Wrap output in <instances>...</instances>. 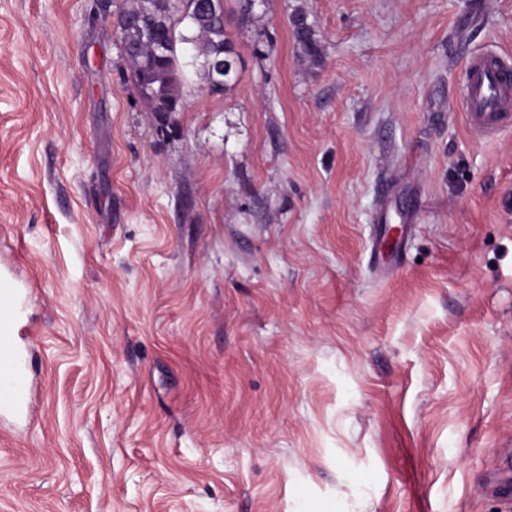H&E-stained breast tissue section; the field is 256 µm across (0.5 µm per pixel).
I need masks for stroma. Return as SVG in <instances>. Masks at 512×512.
I'll return each instance as SVG.
<instances>
[{
    "instance_id": "stroma-1",
    "label": "stroma",
    "mask_w": 512,
    "mask_h": 512,
    "mask_svg": "<svg viewBox=\"0 0 512 512\" xmlns=\"http://www.w3.org/2000/svg\"><path fill=\"white\" fill-rule=\"evenodd\" d=\"M127 4L0 0V512H512V130L454 96L512 0H224L170 114ZM171 19L168 28L163 31V38L170 43V48L162 57H153L149 45L141 40L136 27L127 24L122 29L121 40L125 45V54L131 64L132 74L139 81L137 90L148 98L154 111L169 105L174 106L171 112L178 111L175 105L181 102L184 79L190 74L184 53L191 52L190 56L194 60L198 57L206 60L224 52V55L208 64L206 70L209 79L199 80L210 92L222 91L230 85L236 74V70L224 72V68L230 65H224V57L228 47L233 45L226 30L224 7L220 15L198 16L186 27L185 32L178 34ZM159 30L157 25H152L142 31L143 38L154 42L157 51L165 52L168 42L159 38ZM178 45L184 46L179 47L178 51ZM293 34L304 56L313 62L321 60L323 48L321 44L313 38L306 15L302 11L297 12L293 16ZM17 295V288L0 289V313L8 309L4 298L16 299ZM13 308L11 306L0 314V412L22 410L31 392L24 359L12 335L15 322Z\"/></svg>"
}]
</instances>
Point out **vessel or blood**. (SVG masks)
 Here are the masks:
<instances>
[{"label":"vessel or blood","instance_id":"b4317fda","mask_svg":"<svg viewBox=\"0 0 512 512\" xmlns=\"http://www.w3.org/2000/svg\"><path fill=\"white\" fill-rule=\"evenodd\" d=\"M460 100L480 135L512 129V63L492 53L471 55ZM15 316L0 314V412L22 410L31 392L24 359L14 343Z\"/></svg>","mask_w":512,"mask_h":512}]
</instances>
